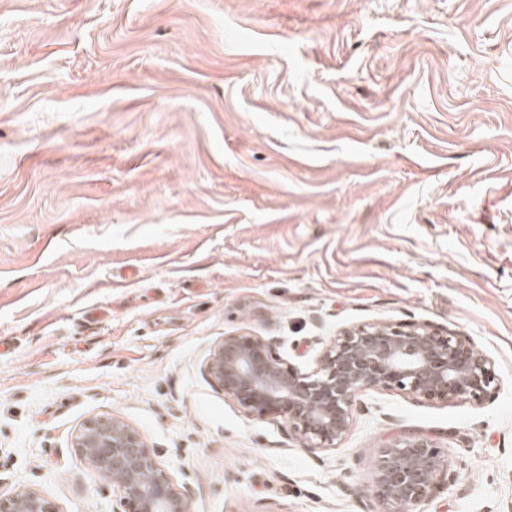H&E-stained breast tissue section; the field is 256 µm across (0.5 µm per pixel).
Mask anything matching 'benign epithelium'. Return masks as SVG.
Listing matches in <instances>:
<instances>
[{"instance_id":"7a95c632","label":"benign epithelium","mask_w":512,"mask_h":512,"mask_svg":"<svg viewBox=\"0 0 512 512\" xmlns=\"http://www.w3.org/2000/svg\"><path fill=\"white\" fill-rule=\"evenodd\" d=\"M212 385L250 412L282 417L302 446L334 448L347 432L356 395L364 388L399 389L416 397L480 402L494 389V362L469 338L426 325H358L340 330L302 374L274 357L267 343L229 335L209 354ZM73 448L119 487L126 512H191L188 496L154 459L141 434L120 417L96 414L76 431ZM447 460L423 438L387 446L375 468L374 492L386 512H406L427 498L447 473ZM0 512H57L41 494H0Z\"/></svg>"}]
</instances>
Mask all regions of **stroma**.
I'll return each instance as SVG.
<instances>
[{
    "mask_svg": "<svg viewBox=\"0 0 512 512\" xmlns=\"http://www.w3.org/2000/svg\"><path fill=\"white\" fill-rule=\"evenodd\" d=\"M400 322L492 394L366 389L313 451L205 373ZM100 413L193 512H383L407 435L451 465L409 512H512V0H0V493L122 512L72 447Z\"/></svg>",
    "mask_w": 512,
    "mask_h": 512,
    "instance_id": "1",
    "label": "stroma"
}]
</instances>
